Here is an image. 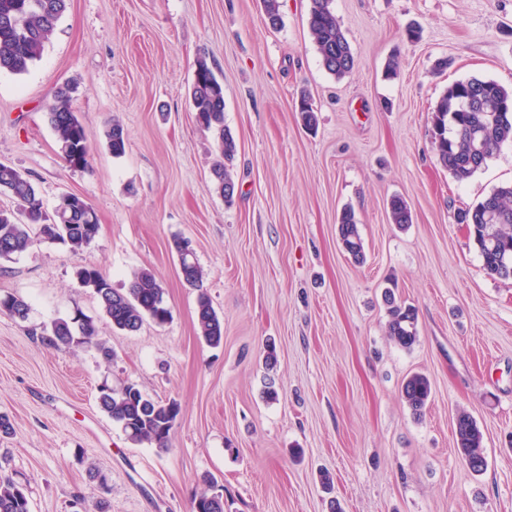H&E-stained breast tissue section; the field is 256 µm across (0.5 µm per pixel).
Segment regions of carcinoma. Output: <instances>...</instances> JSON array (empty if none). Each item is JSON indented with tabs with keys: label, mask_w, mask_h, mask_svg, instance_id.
I'll list each match as a JSON object with an SVG mask.
<instances>
[{
	"label": "carcinoma",
	"mask_w": 512,
	"mask_h": 512,
	"mask_svg": "<svg viewBox=\"0 0 512 512\" xmlns=\"http://www.w3.org/2000/svg\"><path fill=\"white\" fill-rule=\"evenodd\" d=\"M333 0H309L308 25L324 69L338 79L348 76L354 67L351 51L333 8ZM267 25L277 28L282 23L281 0H262ZM68 0H0V72L24 74L41 59ZM77 85L66 82L57 86L46 106V118L54 131L58 152L73 168L89 165L91 150L88 136L73 100ZM189 98L199 125L213 133L219 159L213 167L217 190L225 201L235 196L236 183L227 162L236 153L235 140L224 126V85L216 77L204 57L197 60ZM303 124L317 123L316 111L306 95L296 105ZM433 151L437 162L457 181L472 177L485 167L500 146L512 141V88L493 80L472 77L450 85L434 108L432 129ZM126 133L114 120L105 130V145L114 157L126 151ZM0 195L15 203L14 209L0 208V259H10L28 251L36 242L68 243L81 248L92 243L100 229L97 213L86 200L62 194L52 213L33 179L16 167L0 163ZM391 223L404 229L412 223L407 203L394 196L388 202ZM467 226L485 270L500 278H512V184L496 188L475 206L458 215ZM339 239L345 252L357 263L365 261L364 244L358 221L351 209L338 219ZM185 284L198 291V333L206 343L218 346L224 339V324L212 306L203 283L204 273L185 241H174ZM82 285L92 290L99 310L112 328L125 332L138 331L146 320L158 325L171 316L164 301V289L149 269L135 273L129 287L120 292L96 269L82 267L77 271ZM388 335L405 350L418 341L417 315L414 309L398 304L387 291ZM28 303L21 297L0 294V314L24 321ZM48 344L57 350H72L93 344L110 357L112 352L98 336L93 318L75 316L60 319L44 329ZM402 398L413 414H423L431 396L429 379L419 373L409 376L401 389ZM101 409L118 423L127 439L136 445L164 450L180 413L175 401L163 402L146 395L136 384L119 389L100 387ZM456 447L470 470L485 469L482 433L473 417L466 412L456 414L454 421ZM217 480H205V488L193 500V512H224L223 495L213 494ZM0 512H30L25 488L9 476L0 475Z\"/></svg>",
	"instance_id": "cac0c4a2"
}]
</instances>
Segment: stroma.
Instances as JSON below:
<instances>
[{
  "mask_svg": "<svg viewBox=\"0 0 512 512\" xmlns=\"http://www.w3.org/2000/svg\"><path fill=\"white\" fill-rule=\"evenodd\" d=\"M308 5L282 0L273 30L261 0H69L36 65L0 74V162L30 174L47 205L82 196L100 224L81 249L41 243L0 260V293L30 306L23 321L0 315V414L13 426L0 471L31 512H192L211 476L224 512H330L332 498L342 512H512V278L487 273L455 219L512 183V143L463 182L431 144L450 83L512 86V0H333L355 58L340 80L321 65ZM201 56L224 82L237 145L230 205L188 98ZM66 81L92 146L84 169L61 158L46 119ZM303 90L312 131L295 110ZM112 119L128 134L118 158L105 147ZM395 195L412 212L403 231L389 220ZM347 207L361 264L338 239ZM177 238L224 321L220 346L197 333ZM82 267L120 291L151 269L170 320L113 330ZM390 286L417 310L409 350L387 335ZM77 310L111 360L47 346L44 329ZM415 372L432 386L420 417L401 396ZM128 382L179 404L167 450L131 443L100 410V385ZM461 411L483 435L479 474L456 448Z\"/></svg>",
  "mask_w": 512,
  "mask_h": 512,
  "instance_id": "35a3bbf8",
  "label": "stroma"
}]
</instances>
